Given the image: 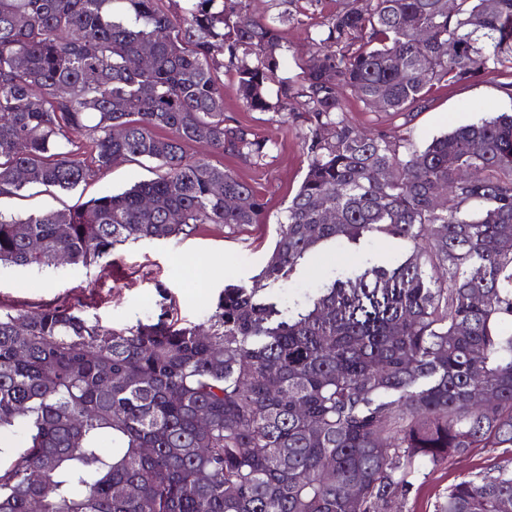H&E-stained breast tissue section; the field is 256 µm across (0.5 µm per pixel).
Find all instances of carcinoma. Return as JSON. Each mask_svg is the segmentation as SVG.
Listing matches in <instances>:
<instances>
[{"mask_svg": "<svg viewBox=\"0 0 512 512\" xmlns=\"http://www.w3.org/2000/svg\"><path fill=\"white\" fill-rule=\"evenodd\" d=\"M181 2L0 0V196L157 163L74 209L0 212V266L88 267L259 223L264 197L210 161L257 165L277 146L224 114L226 65L245 110L295 101L307 123V171L259 279H289L328 242L412 250L287 298L227 285L206 326L164 293L121 328L66 303L0 311V435L25 436L0 448V512H410L428 468L512 448V113L419 149L355 127L344 97L408 117L440 83L512 70V0H346L308 32L296 82L279 77L285 27L319 0H270L266 18L246 0ZM434 512H512V463L461 477Z\"/></svg>", "mask_w": 512, "mask_h": 512, "instance_id": "carcinoma-1", "label": "carcinoma"}]
</instances>
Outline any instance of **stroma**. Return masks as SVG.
<instances>
[{"label":"stroma","mask_w":512,"mask_h":512,"mask_svg":"<svg viewBox=\"0 0 512 512\" xmlns=\"http://www.w3.org/2000/svg\"><path fill=\"white\" fill-rule=\"evenodd\" d=\"M342 6L343 0H320L303 24L289 27L285 76L295 81L301 74L300 66L308 51L307 27L319 25ZM223 79L226 115L238 119L258 136L280 141L279 149L260 166L229 155L212 158L213 163L234 169L264 195L267 208L260 223L234 229L206 224L177 243L146 240L125 244L90 268L70 264L42 271L0 267V308L35 310L62 302H79L87 316L97 318L103 325L119 327L146 319L154 311L159 293L164 291L174 300L179 318L200 323L214 311L224 286L254 285L275 244L278 223L307 170L300 135L302 120L295 111L244 110L235 93L233 70L225 69ZM510 81L511 74L486 72L467 84L436 85L423 106L406 118L373 111L352 96L346 98L345 110L360 127L386 131L421 146L479 118L512 112V97L502 89ZM151 176L148 167L120 160L70 193L48 194L32 187L20 197H1L0 212L26 216L66 209L122 191ZM407 250L406 243L386 238L358 246L344 244L311 256L283 282L281 291L288 294L298 288L313 287L334 266L357 264L366 252L389 260ZM507 457L501 449L476 448L469 456L435 467L410 502L411 512H433L435 501L457 479Z\"/></svg>","instance_id":"stroma-1"}]
</instances>
